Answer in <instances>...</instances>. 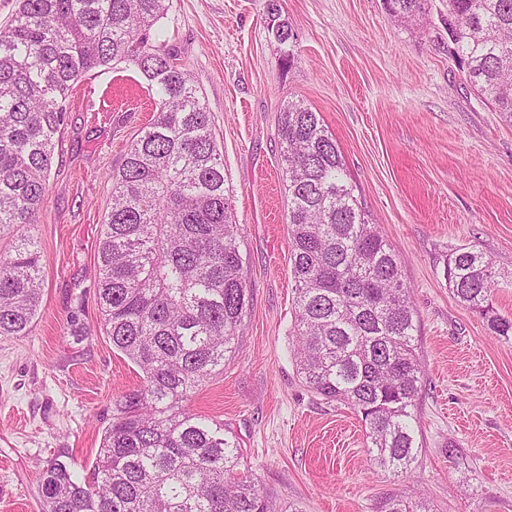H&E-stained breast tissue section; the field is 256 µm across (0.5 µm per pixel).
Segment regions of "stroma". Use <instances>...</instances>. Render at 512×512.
<instances>
[{"label": "stroma", "mask_w": 512, "mask_h": 512, "mask_svg": "<svg viewBox=\"0 0 512 512\" xmlns=\"http://www.w3.org/2000/svg\"><path fill=\"white\" fill-rule=\"evenodd\" d=\"M428 5L407 24L383 0H169L155 26L211 116L251 289L234 359L188 407L237 439L279 512H381L396 494L429 512H512V340L444 276L451 251L477 247L495 270L493 306L512 317V125L449 53L448 0ZM276 17L292 31L288 65ZM291 99L319 112L404 259L422 358L420 449L406 475L372 466L359 417L296 370L277 137ZM154 111L134 66L83 77L37 223L0 230V250L35 239L44 279L33 333L0 336V512H42L52 460L90 479L113 397L142 383L101 324L95 272L112 173Z\"/></svg>", "instance_id": "obj_1"}]
</instances>
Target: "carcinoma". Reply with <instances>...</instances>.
Segmentation results:
<instances>
[{
  "mask_svg": "<svg viewBox=\"0 0 512 512\" xmlns=\"http://www.w3.org/2000/svg\"><path fill=\"white\" fill-rule=\"evenodd\" d=\"M396 20L428 0H384ZM168 0H20L0 27V228L32 224L47 193L56 135L73 86L131 63L155 92L156 116L112 172L98 263L103 325L142 372L80 482L58 460L42 472L43 512H274L236 471L239 442L186 404L237 350L250 305L224 160L191 77L151 30ZM448 41L467 81L512 125V0H448ZM284 164L297 372L364 424L371 463L406 473L419 442L418 326L400 253L347 181L318 112L289 100L277 120ZM453 295L507 340L512 319L490 299L492 262L474 247L448 255ZM38 245L0 252V336L32 333L41 302Z\"/></svg>",
  "mask_w": 512,
  "mask_h": 512,
  "instance_id": "carcinoma-1",
  "label": "carcinoma"
}]
</instances>
